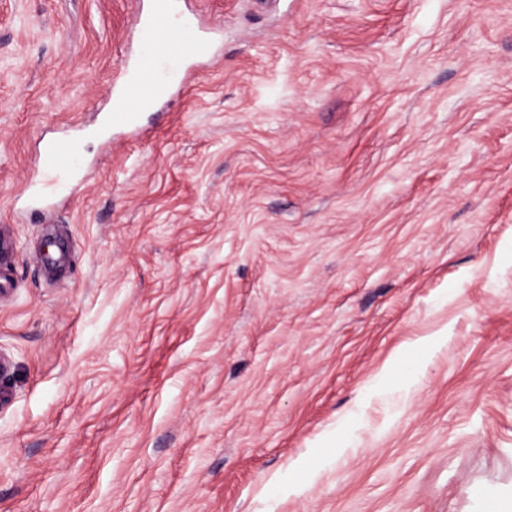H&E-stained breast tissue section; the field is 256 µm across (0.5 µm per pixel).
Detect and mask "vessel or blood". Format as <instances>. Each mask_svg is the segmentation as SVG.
I'll use <instances>...</instances> for the list:
<instances>
[{"label": "vessel or blood", "instance_id": "vessel-or-blood-1", "mask_svg": "<svg viewBox=\"0 0 512 512\" xmlns=\"http://www.w3.org/2000/svg\"><path fill=\"white\" fill-rule=\"evenodd\" d=\"M135 34L141 49L126 59L122 77L113 81L108 98L109 110L105 121L113 128L132 129L135 114L156 97L168 91L184 55L199 58L211 52V44L196 14L174 20L161 0H150L148 6L136 9ZM80 149L71 136L45 142L41 159L46 191H54L60 179L70 176L79 166Z\"/></svg>", "mask_w": 512, "mask_h": 512}]
</instances>
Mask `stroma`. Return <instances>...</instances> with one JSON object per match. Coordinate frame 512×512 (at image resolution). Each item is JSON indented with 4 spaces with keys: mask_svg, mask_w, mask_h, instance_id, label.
I'll use <instances>...</instances> for the list:
<instances>
[{
    "mask_svg": "<svg viewBox=\"0 0 512 512\" xmlns=\"http://www.w3.org/2000/svg\"><path fill=\"white\" fill-rule=\"evenodd\" d=\"M188 7L212 55L101 137L134 0H0V512L511 497L512 0ZM80 163L79 142L75 137L52 138L43 146L40 167L44 177L39 183L47 192H53L58 181L70 176Z\"/></svg>",
    "mask_w": 512,
    "mask_h": 512,
    "instance_id": "1",
    "label": "stroma"
}]
</instances>
